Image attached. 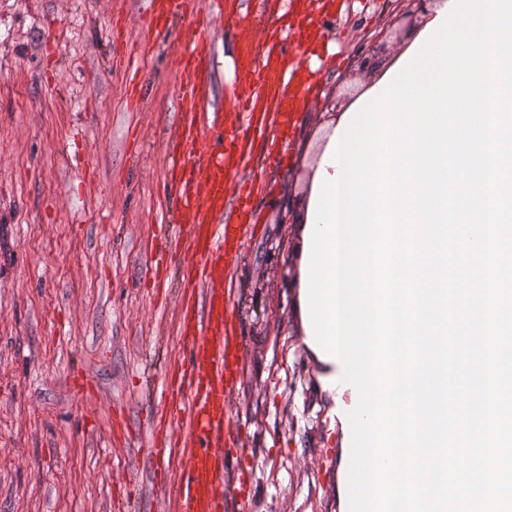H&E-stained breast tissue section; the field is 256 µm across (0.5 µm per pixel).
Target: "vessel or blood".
Instances as JSON below:
<instances>
[{
  "label": "vessel or blood",
  "instance_id": "b4317fda",
  "mask_svg": "<svg viewBox=\"0 0 512 512\" xmlns=\"http://www.w3.org/2000/svg\"><path fill=\"white\" fill-rule=\"evenodd\" d=\"M199 0H151L152 20L163 25L170 15L201 21ZM254 31L243 34L237 79L244 110L237 125L224 124L220 112L204 109L210 75L211 42L200 32L180 51L187 79L180 88L182 110L177 132L168 149V163L177 176L172 182L181 209L182 231L194 261L185 273L181 295L180 331L190 349L188 360L172 365L157 388L161 405L158 422L146 454L154 466L166 458L185 459L186 471L175 494L176 512H242L245 486L226 491L231 471L227 458L238 443L236 414L227 398L240 372V350L232 334L229 310L234 301L224 278L234 268L251 228L252 212L246 197H239L234 221L224 218L230 172L246 168L255 139L270 126H291L303 112L313 88V72L288 71L278 40L266 39L275 62L255 66ZM217 135L214 143L199 148L201 130ZM180 424L181 440L168 434Z\"/></svg>",
  "mask_w": 512,
  "mask_h": 512
}]
</instances>
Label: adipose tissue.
Instances as JSON below:
<instances>
[{"label":"adipose tissue","mask_w":512,"mask_h":512,"mask_svg":"<svg viewBox=\"0 0 512 512\" xmlns=\"http://www.w3.org/2000/svg\"><path fill=\"white\" fill-rule=\"evenodd\" d=\"M450 0H432L428 5L426 11L420 16L417 24L401 41L395 54L387 58L372 73L367 74L359 84L357 94L351 95L340 104L333 112L327 113L324 123L320 130L315 135L314 147L309 158L301 166L300 180L303 185V190L300 195L293 198L290 202L289 217L293 225V258L295 264L292 268L291 287L293 291H300L301 289V268L299 262L303 257L304 252V232L308 224V210L312 196L313 184L315 177L321 166L323 157L327 151L331 139L333 138L337 128L341 124L343 117L355 102H358L360 95L366 94L377 86L378 82L384 79L386 73L398 64L401 57L405 55L416 38L419 37L421 32L426 26L434 21L440 10L446 8Z\"/></svg>","instance_id":"adipose-tissue-1"}]
</instances>
